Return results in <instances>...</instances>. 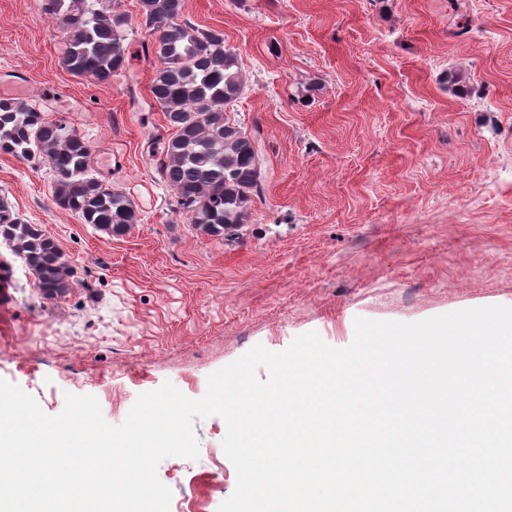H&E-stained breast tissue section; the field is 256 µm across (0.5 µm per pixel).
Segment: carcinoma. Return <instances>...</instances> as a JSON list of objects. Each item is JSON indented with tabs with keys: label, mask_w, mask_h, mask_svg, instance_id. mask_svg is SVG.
Returning <instances> with one entry per match:
<instances>
[{
	"label": "carcinoma",
	"mask_w": 512,
	"mask_h": 512,
	"mask_svg": "<svg viewBox=\"0 0 512 512\" xmlns=\"http://www.w3.org/2000/svg\"><path fill=\"white\" fill-rule=\"evenodd\" d=\"M138 27L153 42V100L173 130L150 158L153 174L173 193L179 212L204 236L235 239L265 193L258 135L229 121L226 107L244 87L238 54L224 33L202 29L184 13V0H140ZM63 35L64 67L107 82L126 69L129 18L112 0H41ZM0 152L39 160L53 174L55 203L111 236L125 235L139 212L119 187L91 174L93 147L66 119L11 98L0 99ZM0 242L34 275L47 299L65 296L74 268L38 224H26L0 200Z\"/></svg>",
	"instance_id": "1"
}]
</instances>
